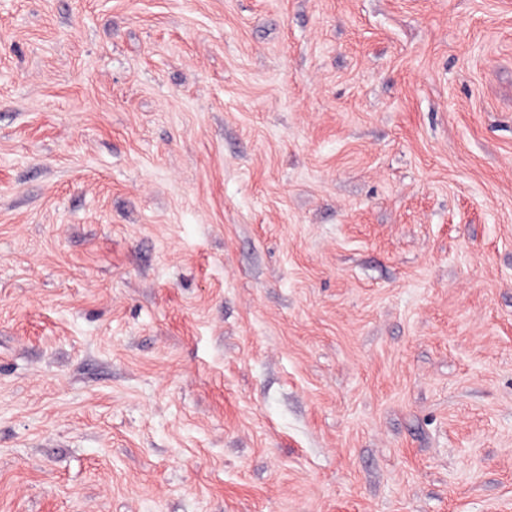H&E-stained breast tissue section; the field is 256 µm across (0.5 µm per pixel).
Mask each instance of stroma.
Instances as JSON below:
<instances>
[{
  "mask_svg": "<svg viewBox=\"0 0 512 512\" xmlns=\"http://www.w3.org/2000/svg\"><path fill=\"white\" fill-rule=\"evenodd\" d=\"M0 512H512V0H0Z\"/></svg>",
  "mask_w": 512,
  "mask_h": 512,
  "instance_id": "obj_1",
  "label": "stroma"
}]
</instances>
